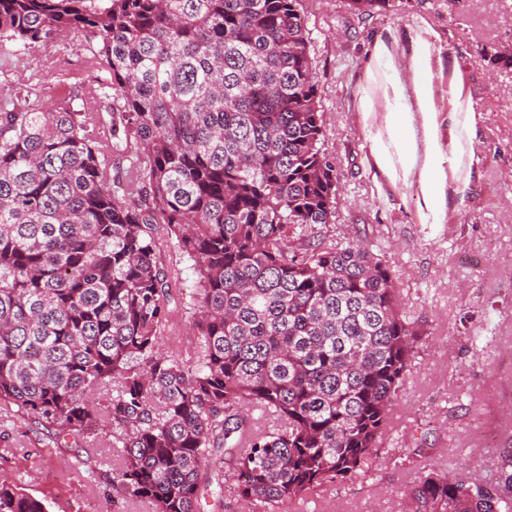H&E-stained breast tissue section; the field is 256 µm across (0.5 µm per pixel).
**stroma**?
I'll return each instance as SVG.
<instances>
[{
    "mask_svg": "<svg viewBox=\"0 0 512 512\" xmlns=\"http://www.w3.org/2000/svg\"><path fill=\"white\" fill-rule=\"evenodd\" d=\"M323 111L322 148L343 187L329 240L357 238L390 267L420 341L390 408L391 426L368 458L371 474L318 487L291 512H409V489L425 465L485 481L512 454V70L491 72L485 46L512 45V0H393L366 16L349 0H301ZM432 45L461 52L480 93L467 126L473 162L456 197L443 176L448 154L428 143L426 192L415 204L394 189L416 148L406 112L387 114L385 132L367 115L374 73L395 81L394 50L404 20ZM54 64L0 45V73L37 85L39 110L58 95ZM119 452L99 433L70 448L0 405V475L46 499L50 512H151L135 499L111 500L99 477Z\"/></svg>",
    "mask_w": 512,
    "mask_h": 512,
    "instance_id": "1",
    "label": "stroma"
}]
</instances>
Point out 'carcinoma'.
Returning a JSON list of instances; mask_svg holds the SVG:
<instances>
[{"label": "carcinoma", "mask_w": 512, "mask_h": 512, "mask_svg": "<svg viewBox=\"0 0 512 512\" xmlns=\"http://www.w3.org/2000/svg\"><path fill=\"white\" fill-rule=\"evenodd\" d=\"M299 2L0 0L1 42L77 32L103 74L61 76L51 112L27 82L0 85V403L66 447L107 432L123 462L103 483L152 512H199L212 485L219 508L226 480L277 512L366 475L415 354L390 268L321 233L339 185ZM483 57L512 68L511 49ZM186 296L194 343L164 352ZM409 496L512 512V460L495 485L425 467ZM0 512L48 504L1 478Z\"/></svg>", "instance_id": "carcinoma-1"}]
</instances>
